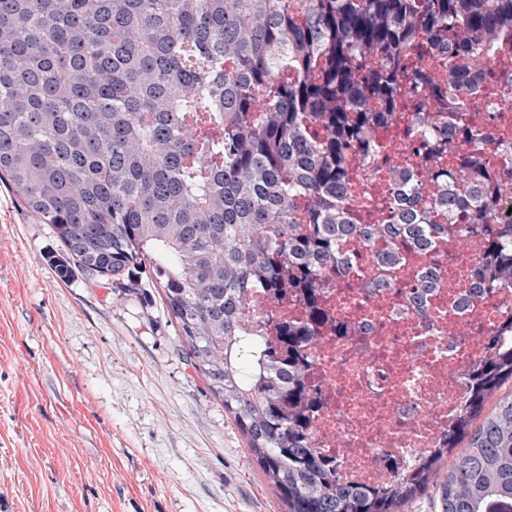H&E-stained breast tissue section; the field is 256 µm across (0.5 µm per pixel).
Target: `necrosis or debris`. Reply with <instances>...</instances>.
<instances>
[{
	"instance_id": "4bbe7bcc",
	"label": "necrosis or debris",
	"mask_w": 512,
	"mask_h": 512,
	"mask_svg": "<svg viewBox=\"0 0 512 512\" xmlns=\"http://www.w3.org/2000/svg\"><path fill=\"white\" fill-rule=\"evenodd\" d=\"M495 54L438 62L448 72V84L463 87L462 100L441 101L426 88H415L410 71L419 62L409 47L408 67L401 88L419 97L428 112H445L473 134L495 132L496 107L486 103L481 113L470 104L483 93L490 75L501 78L500 91L512 100V31ZM413 111L398 108L392 121L372 132L373 149L353 155L348 163L356 193L345 197L343 209L374 221L388 217L392 206L370 188L376 166L404 163L422 200H429L434 183L413 135ZM486 202L498 221L512 219V171L503 167L496 145L480 152ZM469 226L456 222L434 232L422 268H415L413 250L403 247L397 263L381 266L370 251L386 248L377 239L372 248L346 245L337 273L320 290V302L331 322L305 349L311 388L317 398L311 420L310 445L315 454L336 461V478L347 486L384 490L394 473H406L442 445L449 426L467 405L468 387L479 361L489 353L485 343L512 319V284L468 295L469 275L479 261L466 239ZM434 272L422 308L408 296ZM304 301L295 293L273 300L255 294L241 315L252 330L275 317L301 319Z\"/></svg>"
}]
</instances>
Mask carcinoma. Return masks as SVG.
Returning <instances> with one entry per match:
<instances>
[{
  "label": "carcinoma",
  "instance_id": "1",
  "mask_svg": "<svg viewBox=\"0 0 512 512\" xmlns=\"http://www.w3.org/2000/svg\"><path fill=\"white\" fill-rule=\"evenodd\" d=\"M511 29L512 0H0V179L51 225L58 276L148 299L151 273L286 512H401L450 453L440 512H512V393L495 398L512 379V326L484 337L491 353L442 447L382 492L337 484L312 452L303 358L346 240L389 238L377 259L392 265L446 214L473 225L475 287L512 281V223H491L471 152L465 186L437 168L418 209L394 176L409 202L399 224H357L340 206L350 155L395 112L404 49L424 40L456 59ZM434 117H419L422 144L478 143ZM290 290L306 315L271 320L277 344L240 329L252 292Z\"/></svg>",
  "mask_w": 512,
  "mask_h": 512
}]
</instances>
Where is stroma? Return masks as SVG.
I'll list each match as a JSON object with an SVG mask.
<instances>
[{
  "instance_id": "stroma-1",
  "label": "stroma",
  "mask_w": 512,
  "mask_h": 512,
  "mask_svg": "<svg viewBox=\"0 0 512 512\" xmlns=\"http://www.w3.org/2000/svg\"><path fill=\"white\" fill-rule=\"evenodd\" d=\"M0 182V512H284L163 306L64 280Z\"/></svg>"
}]
</instances>
